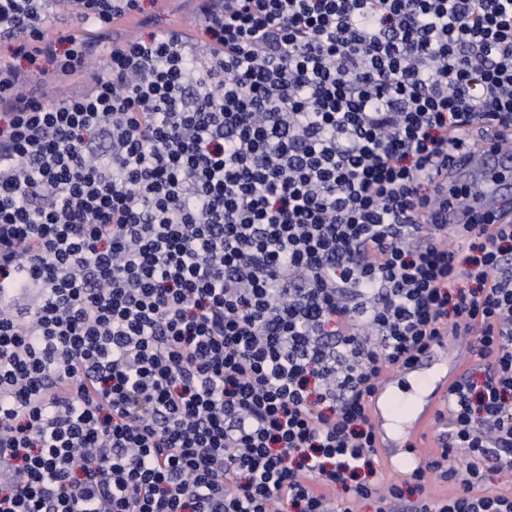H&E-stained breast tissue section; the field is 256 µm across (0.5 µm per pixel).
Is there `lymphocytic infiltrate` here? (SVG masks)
Returning a JSON list of instances; mask_svg holds the SVG:
<instances>
[{
  "label": "lymphocytic infiltrate",
  "mask_w": 512,
  "mask_h": 512,
  "mask_svg": "<svg viewBox=\"0 0 512 512\" xmlns=\"http://www.w3.org/2000/svg\"><path fill=\"white\" fill-rule=\"evenodd\" d=\"M197 10L92 74L46 18L140 0H0V512H512V222L455 170L512 145V0ZM444 340L477 362L385 479L370 403Z\"/></svg>",
  "instance_id": "1"
}]
</instances>
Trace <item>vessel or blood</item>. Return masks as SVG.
I'll use <instances>...</instances> for the list:
<instances>
[{"label": "vessel or blood", "mask_w": 512, "mask_h": 512, "mask_svg": "<svg viewBox=\"0 0 512 512\" xmlns=\"http://www.w3.org/2000/svg\"><path fill=\"white\" fill-rule=\"evenodd\" d=\"M457 169L460 178L483 182L481 208L512 220V182L503 177L504 172L512 170L511 152L489 148L472 156L463 155ZM454 378L448 370V347L443 344L391 375L378 390L371 413L377 453L386 464L392 466L399 460L409 466L421 464L422 458L412 443L433 420L438 401Z\"/></svg>", "instance_id": "b4317fda"}]
</instances>
